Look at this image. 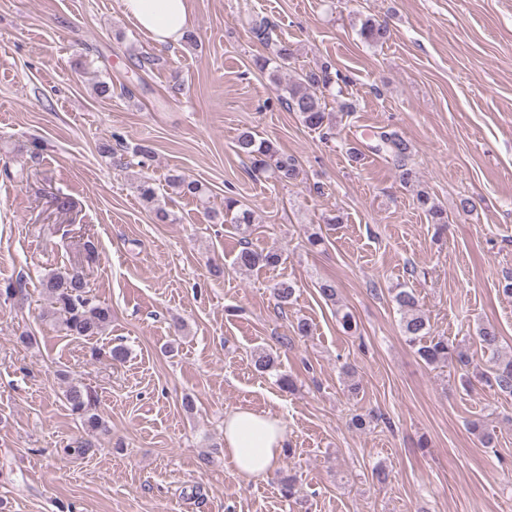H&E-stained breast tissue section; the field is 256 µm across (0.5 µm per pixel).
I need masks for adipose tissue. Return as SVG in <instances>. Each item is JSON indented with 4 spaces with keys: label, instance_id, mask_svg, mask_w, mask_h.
<instances>
[{
    "label": "adipose tissue",
    "instance_id": "adipose-tissue-1",
    "mask_svg": "<svg viewBox=\"0 0 512 512\" xmlns=\"http://www.w3.org/2000/svg\"><path fill=\"white\" fill-rule=\"evenodd\" d=\"M125 14L160 45H175L188 25L187 0H121ZM288 442L283 421L238 408L224 416V452L237 471L259 478L276 470Z\"/></svg>",
    "mask_w": 512,
    "mask_h": 512
}]
</instances>
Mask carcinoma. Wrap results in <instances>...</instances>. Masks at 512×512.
<instances>
[{
    "label": "carcinoma",
    "instance_id": "obj_1",
    "mask_svg": "<svg viewBox=\"0 0 512 512\" xmlns=\"http://www.w3.org/2000/svg\"><path fill=\"white\" fill-rule=\"evenodd\" d=\"M361 37L372 45L386 43L391 32L389 28L370 18L360 27ZM263 70H270L272 82L283 91L279 96L281 104L292 112L299 114L302 123L313 130H322L331 124L330 113L326 111L317 92L328 87L333 78L330 68L324 66L318 70H305L290 82L281 84L279 72L281 65L269 67V62L260 65ZM376 150L386 153L401 171V179L408 185L413 182L414 171L408 167L410 147L406 140L393 132L380 131ZM237 152L251 160L254 171L271 173V178L279 183L291 182L298 178L300 170L297 159L281 153L269 141L258 140L250 131L241 133L236 141ZM170 184L185 195L198 199L204 198L202 185L185 176L177 175L169 179ZM416 205L433 224L448 223L444 213L425 191L416 194ZM238 201L232 197L224 200V216L231 217V223L247 232L253 223V216L247 210L237 209ZM282 260L276 251L258 252L244 243L234 259V264L241 271H252L256 268H275ZM42 288L51 298L56 313L60 316V326L65 334L75 337L98 336L112 321V310L94 302L89 294L88 282L77 273L51 274L42 279ZM272 294L280 305L288 304L295 288L289 281H279L272 286ZM398 310L406 341L417 347L419 356L429 365L457 364L473 370L479 381L495 387L501 394L512 396V357L502 353L501 339L492 326L479 328L475 336L476 347L488 361L494 364L492 375L487 376L480 370V364L473 361L469 351L463 349L446 336H430V325L427 316L419 308L415 294L405 288L395 289L393 295ZM254 366L270 372L278 369V356L261 349L254 355ZM65 399L72 414L78 416L86 430L94 433L107 431L105 420L97 411V400L93 392L79 385H70L65 390Z\"/></svg>",
    "mask_w": 512,
    "mask_h": 512
}]
</instances>
